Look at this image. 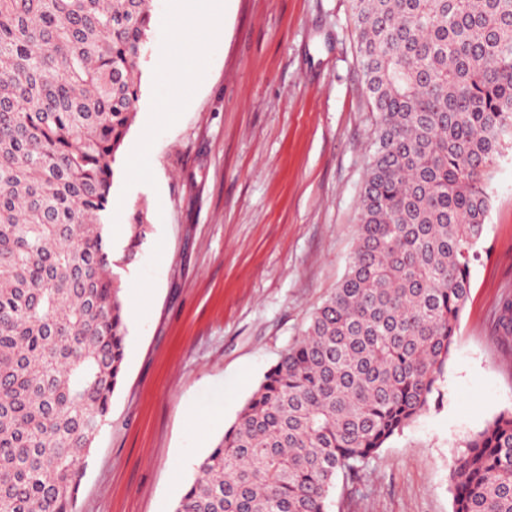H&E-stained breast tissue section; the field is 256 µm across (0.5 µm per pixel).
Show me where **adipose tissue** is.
<instances>
[{
	"label": "adipose tissue",
	"mask_w": 512,
	"mask_h": 512,
	"mask_svg": "<svg viewBox=\"0 0 512 512\" xmlns=\"http://www.w3.org/2000/svg\"><path fill=\"white\" fill-rule=\"evenodd\" d=\"M174 14L177 18L171 35L174 49L160 55L156 70L162 75L173 74L174 79L168 87V94L179 98L196 78L192 69L179 67V55L191 49L208 30L214 29L216 15L212 7L204 4L203 0H177Z\"/></svg>",
	"instance_id": "obj_1"
}]
</instances>
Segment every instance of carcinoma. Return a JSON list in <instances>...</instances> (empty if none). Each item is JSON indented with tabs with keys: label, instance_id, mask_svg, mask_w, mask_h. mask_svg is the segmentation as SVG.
I'll return each instance as SVG.
<instances>
[{
	"label": "carcinoma",
	"instance_id": "cac0c4a2",
	"mask_svg": "<svg viewBox=\"0 0 512 512\" xmlns=\"http://www.w3.org/2000/svg\"><path fill=\"white\" fill-rule=\"evenodd\" d=\"M150 0H0V512H76L127 337L114 164ZM379 121L347 272L199 463L175 512H327L427 410L512 137V0H353ZM453 512H512V410L464 442Z\"/></svg>",
	"mask_w": 512,
	"mask_h": 512
}]
</instances>
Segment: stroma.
I'll return each mask as SVG.
<instances>
[{
    "instance_id": "35a3bbf8",
    "label": "stroma",
    "mask_w": 512,
    "mask_h": 512,
    "mask_svg": "<svg viewBox=\"0 0 512 512\" xmlns=\"http://www.w3.org/2000/svg\"><path fill=\"white\" fill-rule=\"evenodd\" d=\"M170 106L151 57L170 0H152L136 118L114 165L109 232L128 338L77 512H174L198 462L344 277L378 115L364 90L351 0H223ZM481 257L439 403L369 466L337 478L327 512H452L449 464L512 409V144L486 181Z\"/></svg>"
}]
</instances>
